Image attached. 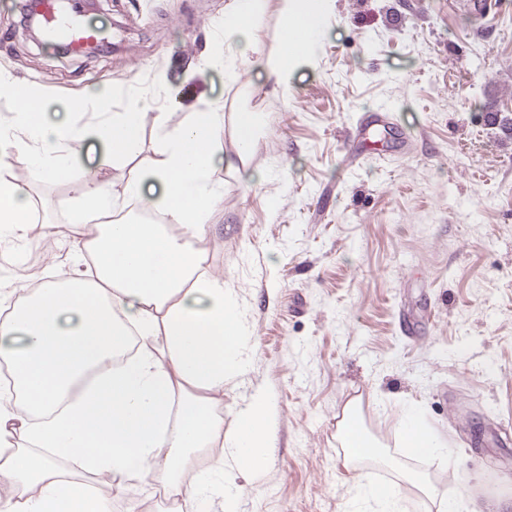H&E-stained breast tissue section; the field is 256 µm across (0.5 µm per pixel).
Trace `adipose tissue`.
<instances>
[{
  "instance_id": "ef3b65f1",
  "label": "adipose tissue",
  "mask_w": 512,
  "mask_h": 512,
  "mask_svg": "<svg viewBox=\"0 0 512 512\" xmlns=\"http://www.w3.org/2000/svg\"><path fill=\"white\" fill-rule=\"evenodd\" d=\"M264 0H233L224 38L234 60L274 64L264 56L253 24ZM13 99L11 124L35 143L37 176L65 174L76 187L73 223L82 250L100 254L93 278L75 274L46 283L0 314V361L12 384L0 389V474L13 485L0 512H111L115 494L128 493L155 471L185 506L215 503L238 512L239 493L224 483L225 469L261 471L267 464L269 412L253 396L233 434L224 432V380L247 365L246 325L224 284L203 271L193 245L221 200L211 173L215 144L224 128L223 105L191 113L170 136L162 157L127 182L125 201L163 214L172 231L156 224L115 219L113 194L79 165L70 129L36 121L33 110L47 93L18 86L0 69V97ZM134 97L125 112L112 113L102 166L130 156L136 147L134 114L149 107ZM19 148L0 126V235L21 230L30 219L27 191L10 180V159ZM223 440L226 451L194 484L177 479L197 452ZM402 454L450 459L453 451L429 426L422 411L400 420ZM346 466L381 459L403 484L435 499L431 480L402 468L362 428L342 432ZM73 461L85 472L111 475L107 489L88 491L58 466ZM356 512H404L398 487L350 478Z\"/></svg>"
}]
</instances>
